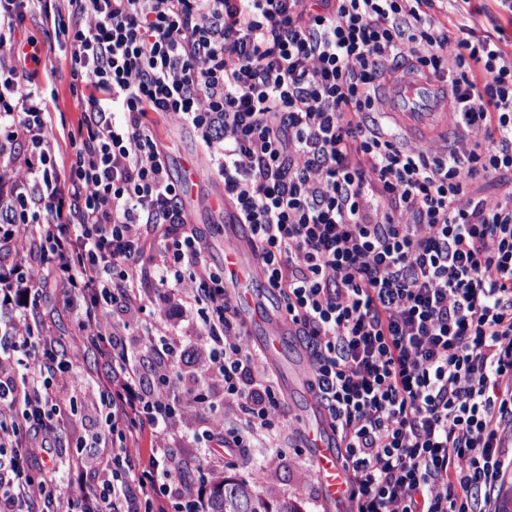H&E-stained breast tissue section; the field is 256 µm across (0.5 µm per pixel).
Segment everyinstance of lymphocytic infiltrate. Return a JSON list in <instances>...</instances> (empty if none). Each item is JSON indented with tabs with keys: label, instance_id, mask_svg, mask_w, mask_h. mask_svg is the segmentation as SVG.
I'll list each match as a JSON object with an SVG mask.
<instances>
[{
	"label": "lymphocytic infiltrate",
	"instance_id": "f902f5d3",
	"mask_svg": "<svg viewBox=\"0 0 512 512\" xmlns=\"http://www.w3.org/2000/svg\"><path fill=\"white\" fill-rule=\"evenodd\" d=\"M494 6L506 23L477 34ZM35 9L71 61L80 117L63 148L44 48L21 33ZM510 26L512 0H0V512H210L173 446L192 410L207 416L193 433L205 463L258 440L282 454L283 395L242 345L155 114L197 133L314 358L354 512H498L512 472ZM404 66L448 92L442 154L408 149L375 107ZM480 178L499 199L473 192ZM153 288L163 311L139 355L127 336ZM58 290L103 365L66 392L73 364L33 313ZM175 312L195 316L193 338L173 332ZM195 347L178 392L173 367ZM89 396L101 478L76 495L53 450Z\"/></svg>",
	"mask_w": 512,
	"mask_h": 512
}]
</instances>
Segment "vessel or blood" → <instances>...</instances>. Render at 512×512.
<instances>
[{
  "mask_svg": "<svg viewBox=\"0 0 512 512\" xmlns=\"http://www.w3.org/2000/svg\"><path fill=\"white\" fill-rule=\"evenodd\" d=\"M382 102L385 113L395 117L408 132L426 133L430 128L448 124V104L439 98L436 85L412 75L389 83ZM210 206L224 214L220 265L224 269V286L236 298L242 321L261 331L259 348L268 363L279 367L283 389L300 391L309 397L303 440L315 467L314 475L326 512H351L349 473L337 450V438L327 415L311 395L312 365L307 360L288 363L284 355L291 327L276 307L263 300L265 274L250 245L246 228L238 222L236 211L221 196L212 199Z\"/></svg>",
  "mask_w": 512,
  "mask_h": 512,
  "instance_id": "b4317fda",
  "label": "vessel or blood"
}]
</instances>
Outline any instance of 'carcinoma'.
I'll return each instance as SVG.
<instances>
[{
	"mask_svg": "<svg viewBox=\"0 0 512 512\" xmlns=\"http://www.w3.org/2000/svg\"><path fill=\"white\" fill-rule=\"evenodd\" d=\"M209 500L211 512H301L289 499L264 497L245 479L226 477L214 482Z\"/></svg>",
	"mask_w": 512,
	"mask_h": 512,
	"instance_id": "cac0c4a2",
	"label": "carcinoma"
}]
</instances>
